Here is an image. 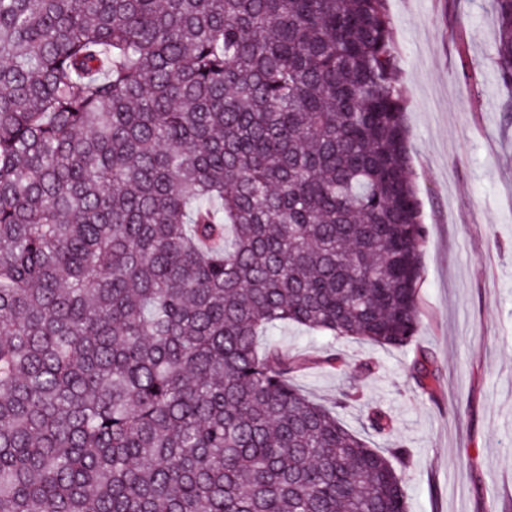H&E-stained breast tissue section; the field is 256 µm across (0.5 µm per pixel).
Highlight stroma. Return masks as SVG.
<instances>
[{
	"label": "stroma",
	"instance_id": "stroma-1",
	"mask_svg": "<svg viewBox=\"0 0 512 512\" xmlns=\"http://www.w3.org/2000/svg\"><path fill=\"white\" fill-rule=\"evenodd\" d=\"M388 3L428 227L421 327L399 349L333 343L293 324L260 343L314 355L336 349L341 369L312 365L297 383L327 405L357 386L392 414L410 454L400 471L408 512H512V123L491 59V0ZM467 60L479 69L477 85L462 75ZM421 354L438 371L432 398L411 377ZM363 360L371 374L360 372Z\"/></svg>",
	"mask_w": 512,
	"mask_h": 512
}]
</instances>
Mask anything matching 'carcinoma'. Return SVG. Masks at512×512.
<instances>
[{
    "label": "carcinoma",
    "mask_w": 512,
    "mask_h": 512,
    "mask_svg": "<svg viewBox=\"0 0 512 512\" xmlns=\"http://www.w3.org/2000/svg\"><path fill=\"white\" fill-rule=\"evenodd\" d=\"M387 2L0 0V512H407L405 445L258 345L420 327ZM262 346L273 344L292 352H309L318 354L331 346L326 336L310 332L293 324H282L271 329L267 335L260 336Z\"/></svg>",
    "instance_id": "cac0c4a2"
}]
</instances>
